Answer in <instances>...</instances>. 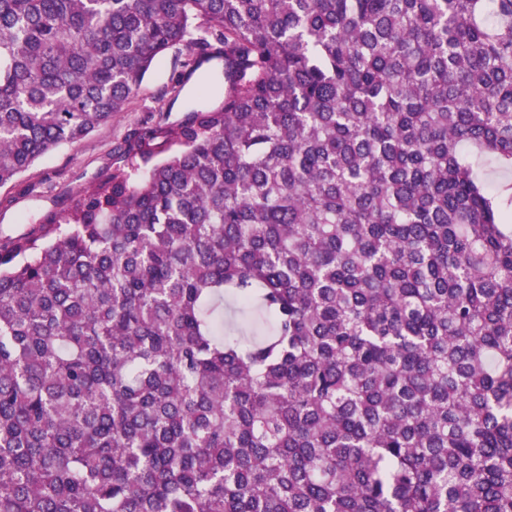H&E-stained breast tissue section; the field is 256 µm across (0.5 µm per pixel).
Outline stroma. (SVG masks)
I'll use <instances>...</instances> for the list:
<instances>
[{"instance_id": "obj_1", "label": "stroma", "mask_w": 512, "mask_h": 512, "mask_svg": "<svg viewBox=\"0 0 512 512\" xmlns=\"http://www.w3.org/2000/svg\"><path fill=\"white\" fill-rule=\"evenodd\" d=\"M186 46L168 50L155 62L124 112L81 142L61 146L41 158L14 181L0 185V238L28 230L27 217L60 210L67 195L93 186L111 170L124 141L144 125L173 122L169 91L177 82Z\"/></svg>"}]
</instances>
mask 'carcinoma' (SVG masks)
<instances>
[{
	"label": "carcinoma",
	"mask_w": 512,
	"mask_h": 512,
	"mask_svg": "<svg viewBox=\"0 0 512 512\" xmlns=\"http://www.w3.org/2000/svg\"><path fill=\"white\" fill-rule=\"evenodd\" d=\"M181 44L0 242V512H512V0H0V184ZM184 45L168 50L155 62L126 109L81 142L61 146L41 158L14 181L0 185V239L24 234L35 224L26 218L60 210L68 194L89 189L99 176L112 170L118 151L134 129L173 122L183 112H165L181 73Z\"/></svg>",
	"instance_id": "cac0c4a2"
}]
</instances>
